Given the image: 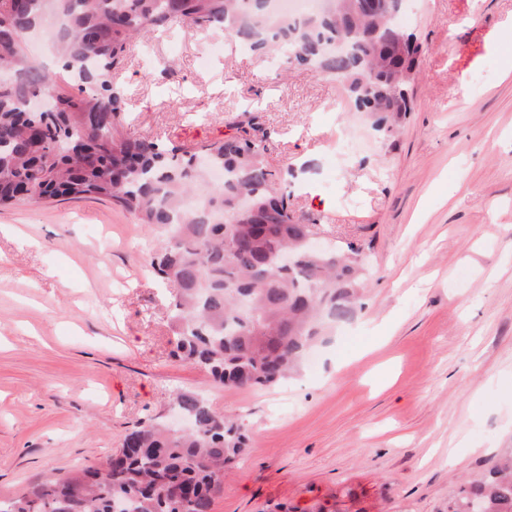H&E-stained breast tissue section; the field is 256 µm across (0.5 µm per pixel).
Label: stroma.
Listing matches in <instances>:
<instances>
[{"mask_svg":"<svg viewBox=\"0 0 512 512\" xmlns=\"http://www.w3.org/2000/svg\"><path fill=\"white\" fill-rule=\"evenodd\" d=\"M415 3L412 110L390 132L335 78H259L223 30L134 44L114 78L127 132L197 146L258 124L294 210L361 247L362 308L294 377L231 390L173 356V296L136 217L93 199L1 209L0 498L173 419L178 390L250 440L213 512H448L459 475L512 446V0Z\"/></svg>","mask_w":512,"mask_h":512,"instance_id":"stroma-1","label":"stroma"}]
</instances>
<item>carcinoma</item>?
I'll use <instances>...</instances> for the list:
<instances>
[{"label":"carcinoma","mask_w":512,"mask_h":512,"mask_svg":"<svg viewBox=\"0 0 512 512\" xmlns=\"http://www.w3.org/2000/svg\"><path fill=\"white\" fill-rule=\"evenodd\" d=\"M69 26L57 43L70 89L44 113L27 103L58 76L30 59L25 35L47 12ZM189 24L223 29L261 57L337 75L359 112L384 129L411 110L408 95L420 47L360 0H326L302 23L271 12L266 0H0V207L24 200L105 199L158 229L150 267L173 288V354L235 390L271 387L295 372L325 325L351 320L364 286L359 250H312L314 225L291 209L282 179L265 158L260 128L239 125L203 144L224 182L181 214L195 191V153L132 137L112 72L133 41ZM338 41L345 54L327 51ZM195 429L137 426L122 448L97 465L48 478L0 500V512H212L226 468L249 449L242 426L195 392L175 394ZM448 512H512V448L477 477L463 480Z\"/></svg>","instance_id":"carcinoma-1"}]
</instances>
